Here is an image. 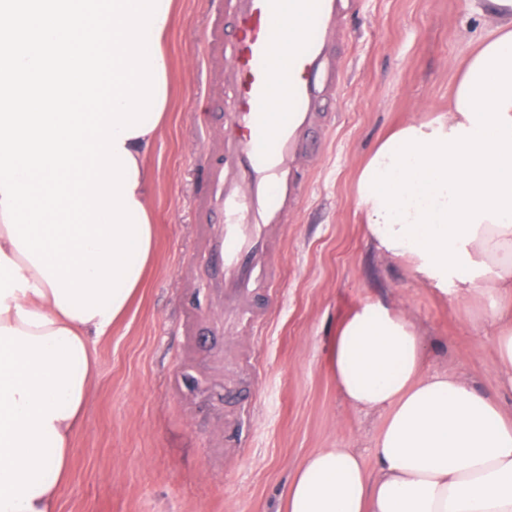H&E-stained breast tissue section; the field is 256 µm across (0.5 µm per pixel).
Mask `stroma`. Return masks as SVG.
<instances>
[{"instance_id": "stroma-1", "label": "stroma", "mask_w": 512, "mask_h": 512, "mask_svg": "<svg viewBox=\"0 0 512 512\" xmlns=\"http://www.w3.org/2000/svg\"><path fill=\"white\" fill-rule=\"evenodd\" d=\"M217 11L224 30L204 62ZM496 24L465 0H355L336 97L319 108L315 152L301 160L302 200L269 229L277 286L258 281L255 318L241 322L221 314L210 259L221 213L203 180L224 158L235 109L224 79L234 23L226 0H177L169 120L148 158L154 255L126 318L96 345L58 512H277L314 449L371 459L381 418L347 406L328 369L343 319L366 297L408 309L427 371L498 393L512 413L481 304L442 298L376 253L357 209L359 173L380 142L447 111L459 64Z\"/></svg>"}]
</instances>
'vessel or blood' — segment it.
<instances>
[{"label": "vessel or blood", "instance_id": "obj_1", "mask_svg": "<svg viewBox=\"0 0 512 512\" xmlns=\"http://www.w3.org/2000/svg\"><path fill=\"white\" fill-rule=\"evenodd\" d=\"M354 0H233L236 35L229 54V72L236 107L224 122V224L212 250L214 266L224 273V298L244 309L253 282L265 268L261 224H281L301 199L303 177L295 157L315 122L320 97L336 90V63L329 42H342V21ZM308 18L319 31L306 34L293 50L286 74L273 67L274 22L286 8ZM288 86L289 116L271 128L272 88Z\"/></svg>", "mask_w": 512, "mask_h": 512}]
</instances>
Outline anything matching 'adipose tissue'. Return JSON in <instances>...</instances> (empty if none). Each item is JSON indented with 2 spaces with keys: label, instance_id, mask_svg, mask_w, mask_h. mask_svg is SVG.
<instances>
[{
  "label": "adipose tissue",
  "instance_id": "adipose-tissue-1",
  "mask_svg": "<svg viewBox=\"0 0 512 512\" xmlns=\"http://www.w3.org/2000/svg\"><path fill=\"white\" fill-rule=\"evenodd\" d=\"M500 18L466 62L448 110L386 138L358 180L363 231L404 261L418 284L455 301L484 300L495 367L512 386V0H468ZM167 121L124 138L148 207L146 165ZM104 324L57 305L0 217V512H55L70 448L90 396ZM407 311L362 300L343 322L329 372L352 409L382 422L374 466L350 448H318L285 492L286 512H512V415L498 399L425 370Z\"/></svg>",
  "mask_w": 512,
  "mask_h": 512
}]
</instances>
